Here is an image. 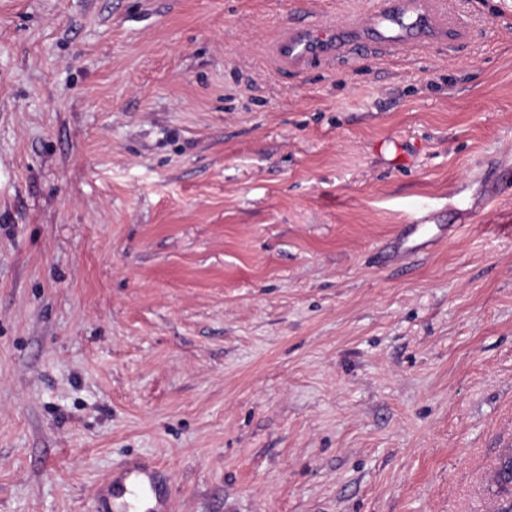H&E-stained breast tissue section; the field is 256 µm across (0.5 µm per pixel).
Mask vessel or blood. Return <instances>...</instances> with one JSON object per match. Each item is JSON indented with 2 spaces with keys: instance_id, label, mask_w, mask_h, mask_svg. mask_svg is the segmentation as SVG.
<instances>
[{
  "instance_id": "1",
  "label": "vessel or blood",
  "mask_w": 512,
  "mask_h": 512,
  "mask_svg": "<svg viewBox=\"0 0 512 512\" xmlns=\"http://www.w3.org/2000/svg\"><path fill=\"white\" fill-rule=\"evenodd\" d=\"M453 28L447 0H381L380 7L357 24L289 23L275 51L292 63L326 61L343 52L380 50L395 55L447 40ZM157 476L143 462H128L104 480L103 495L116 506L138 488L159 495Z\"/></svg>"
}]
</instances>
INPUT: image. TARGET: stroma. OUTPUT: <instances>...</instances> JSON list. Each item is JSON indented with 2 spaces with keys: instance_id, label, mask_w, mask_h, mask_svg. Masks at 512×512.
<instances>
[{
  "instance_id": "1",
  "label": "stroma",
  "mask_w": 512,
  "mask_h": 512,
  "mask_svg": "<svg viewBox=\"0 0 512 512\" xmlns=\"http://www.w3.org/2000/svg\"><path fill=\"white\" fill-rule=\"evenodd\" d=\"M283 65L375 0H0V512H495L512 451V0ZM450 225L401 265L400 225ZM380 2L357 24L290 22L275 51L292 63L326 61L343 52L363 55L372 49L395 55L446 41L455 30L446 0ZM158 471L141 461H130L119 471L109 475L103 482L102 495L112 499L113 507L122 504L134 489L147 488L156 499L152 512H167L170 507L159 502L160 488L157 480Z\"/></svg>"
}]
</instances>
